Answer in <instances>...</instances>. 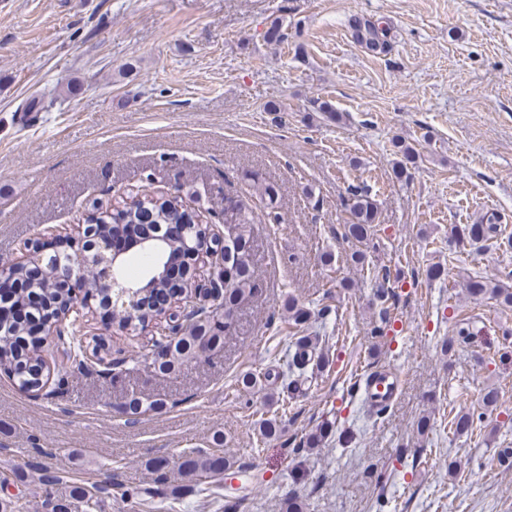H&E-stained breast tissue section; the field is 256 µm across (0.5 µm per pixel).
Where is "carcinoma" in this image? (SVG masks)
I'll return each mask as SVG.
<instances>
[{"label": "carcinoma", "instance_id": "obj_1", "mask_svg": "<svg viewBox=\"0 0 512 512\" xmlns=\"http://www.w3.org/2000/svg\"><path fill=\"white\" fill-rule=\"evenodd\" d=\"M350 25L355 41L371 53L379 54L387 50L389 29L369 20L352 19ZM314 111L330 122H340L342 115L329 100L317 99L313 102ZM396 154L400 160L393 167L394 177L402 179L408 175L409 166L417 163L420 154L404 144H395ZM347 208L350 218L346 228V237L353 244L349 259L354 263H362L365 254L354 247L375 234L376 207L368 195L365 185L348 187ZM224 211L236 216L237 232L235 237L224 242V270L212 274L213 284L210 296V310L203 312L186 325H180L176 335L170 337L166 344L158 345L161 350L155 358L139 352L145 364L153 367L162 374L176 373L184 367L209 359L210 355L224 346V336L228 334L235 321L237 306L247 297L254 294L256 277L251 262L250 239L254 216L244 205L226 197ZM98 222V237L101 240L126 236L139 242L148 236L161 233L166 224H187L189 228L185 236L167 239V257L180 254L188 257V251L202 233L199 228L201 216L199 213L184 205L178 196L163 194H131L123 205L109 208L101 206L96 209ZM497 218L492 215L486 224H466L451 229L448 242L467 239L471 242L487 241L497 234ZM61 265H70L74 272L84 280L85 293L103 295L106 288L100 278L92 271L82 267L77 261V255H66L61 259ZM31 268L24 264L0 265V309L12 304L19 305L28 299V292L36 291L46 299V304L53 310H64L71 302V292L65 288L56 287L58 276L54 269L33 278ZM372 279L376 284V299L380 302L379 319L384 322L389 316L387 302L392 297L389 272L375 270ZM468 288L475 295L491 291L505 304L512 305V291L482 280L469 282ZM165 292L174 297L179 294L190 296L192 286L182 279L174 282L168 278L167 271H162L154 285L143 290V293L133 296L129 308L112 311V324L121 332H135L142 329L159 316L163 309L153 303V294ZM311 318V311L295 303L288 304V333L296 337L295 351L291 365L305 373L318 370L323 363V357L312 359L309 350L315 344L303 334L305 324ZM27 326L17 322L0 320V369L14 373V381L19 389L32 392L43 387L44 360L40 349L45 341L43 336L28 335ZM161 404L156 401L132 397L127 404V413L137 416L151 409H157ZM482 416L470 413H458L448 424L456 433L472 432L476 428L475 421ZM227 463L224 455L206 453L197 448L185 450L179 457L177 470L184 484L175 489V494L193 492L195 489L210 485L219 487L224 483V472ZM40 472L39 480L45 504L51 506V512H72L77 503L83 505V512H105V499L112 496V484L99 482L89 485L85 482H74L66 479L64 472L51 462H41L37 465Z\"/></svg>", "mask_w": 512, "mask_h": 512}]
</instances>
